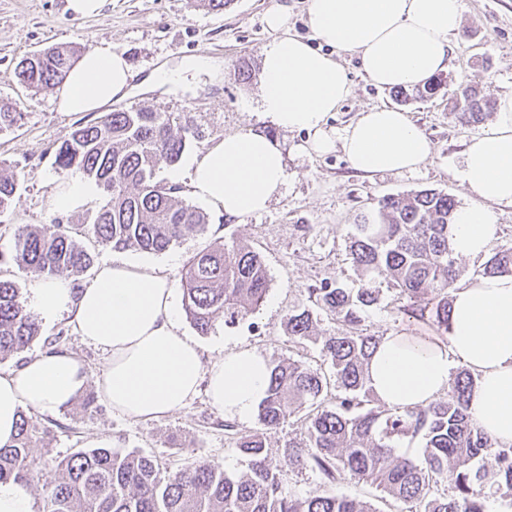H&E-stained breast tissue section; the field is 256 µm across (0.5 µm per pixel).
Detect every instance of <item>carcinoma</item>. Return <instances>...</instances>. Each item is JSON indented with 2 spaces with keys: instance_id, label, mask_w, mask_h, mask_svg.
Instances as JSON below:
<instances>
[{
  "instance_id": "obj_1",
  "label": "carcinoma",
  "mask_w": 512,
  "mask_h": 512,
  "mask_svg": "<svg viewBox=\"0 0 512 512\" xmlns=\"http://www.w3.org/2000/svg\"><path fill=\"white\" fill-rule=\"evenodd\" d=\"M79 56L76 46L51 47L19 61L13 76L38 90L53 88ZM488 108L470 89L455 105V118L478 123ZM22 120L18 110L0 107V131ZM188 141L173 113L148 108L102 112L97 121L73 129L55 153V168L83 173L105 197L81 233L102 247L155 253L188 233L206 234L209 215L158 178L162 165L181 158ZM18 182V173L0 160V215L14 206ZM456 211L450 195L422 190L386 195L374 216H361L349 242L357 279L349 287L312 290L319 309L335 316L341 328L317 336L318 317L306 309L286 321L291 342L320 345L330 373L282 358L271 364L267 395L258 406L261 428L239 434L224 422L235 447L249 458L245 472L228 476L205 459L162 471L139 450L122 454L103 447L74 452L47 472L30 455L38 420L23 414L13 444L0 447V482H43L42 512H378L333 491L338 478L350 475L407 504L408 512H486L487 490L512 491V446L495 451L494 469L473 467L493 444L467 414L474 384L470 371L450 378L444 400L426 407H381L367 374L379 337L359 330L364 311L380 303L385 284L396 294L398 313L448 331L450 292L462 276L450 241ZM73 230L57 218L19 226L11 256L0 252V262L9 258L37 279L75 281L92 267L93 255L76 242ZM502 273H512V246L495 251L480 271ZM180 285L187 318L207 335L220 315L227 324L249 319L270 279L256 251L220 240L189 257ZM40 335V320L17 285L0 278V362L23 353ZM302 409L305 439L284 443L288 461L319 471L327 482L305 497L286 490L288 473L272 465L266 451L268 434ZM419 435L425 440L419 460L397 453L401 443ZM445 483L452 494L440 491Z\"/></svg>"
}]
</instances>
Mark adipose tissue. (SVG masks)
<instances>
[{
    "label": "adipose tissue",
    "instance_id": "adipose-tissue-1",
    "mask_svg": "<svg viewBox=\"0 0 512 512\" xmlns=\"http://www.w3.org/2000/svg\"><path fill=\"white\" fill-rule=\"evenodd\" d=\"M266 23L272 36L260 51L257 104L272 125L306 132V149L318 154L342 147L352 167L367 175L411 171L428 161L432 142L393 107L366 109L334 135L328 119L352 87L331 51L352 53L378 87L424 84L448 69L462 26L460 0H310L311 43L290 33L286 9L270 10ZM133 78L120 53L91 47L56 86V109L105 111L128 96ZM187 176L191 195L232 218L266 210L287 181L280 144L250 128L192 156ZM457 177L472 203L455 215L452 247L455 255L476 259L497 239V206L512 207V94L499 98L493 122L467 146ZM174 294L163 271L112 260L78 286L63 277L40 281L32 303L42 317L66 315L84 342L107 353L97 383L125 418H161L186 406L202 386L221 413L248 418L266 395L267 358L245 349L205 364L199 345L179 331ZM457 366L476 379L468 401L473 425L497 445L512 446V273L479 276L454 290L445 341L384 335L369 375L387 406L424 407L447 390ZM88 379L85 365L67 350L0 371V447L12 443L22 411H59Z\"/></svg>",
    "mask_w": 512,
    "mask_h": 512
}]
</instances>
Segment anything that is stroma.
Instances as JSON below:
<instances>
[{"mask_svg": "<svg viewBox=\"0 0 512 512\" xmlns=\"http://www.w3.org/2000/svg\"><path fill=\"white\" fill-rule=\"evenodd\" d=\"M308 5L309 0H233L226 10L216 12L200 0H108L100 15L76 18L66 11V0H0V105L16 106L24 114L20 127L0 132V160L10 162L20 175L17 204L0 217V250L9 251L14 227L41 224L53 215L49 200L64 179L54 166L55 151L73 127L97 119L92 112L55 111L52 91H37L16 81V64L51 46L108 45L127 58L138 80L128 97L113 102V109L149 107L175 113L189 132L186 157L224 134L248 127L261 130L281 144L288 181L266 211L240 219L210 211L207 234L187 235L161 253L111 250L90 240L85 248L95 263L133 260L165 270L175 282L188 258L214 240L256 250L265 261L270 288L254 315L234 325L217 323L205 336L184 318L181 332L196 339L208 364L225 351L249 348L271 362L289 356L320 367L318 346L289 342L284 323L289 313L312 308L311 289L336 282L348 286L355 280L347 246L358 216L373 214L381 196L424 189L448 193L458 207L469 205V196L452 172L460 166L467 144L492 118L487 115L482 122L463 124L455 119L453 106L467 87L492 102L512 94V0H462L463 22L447 83L428 99L397 103L393 90L378 89L367 81L355 57L337 53L348 71L352 93L332 114L330 126L340 132L364 109L398 104L434 145L432 156L417 171L373 176L355 171L342 150L323 155L304 151L305 133L277 129L248 103L259 82L261 48L270 38L267 11L287 7L291 32L307 40L311 37ZM199 55L220 62L222 77L183 71L179 86L147 84L159 64L180 68L185 59ZM383 299V304L364 314L365 333L436 335L430 324L397 314L390 305L391 292H384ZM56 349L73 352L91 379L69 406L39 415L38 439L31 450L37 462L50 464L81 448L107 446L122 454L142 451L163 469L209 459L230 475L246 470L247 459L224 431V414L211 406L205 393L168 416L133 422L112 411L94 380L105 365V354L83 342L64 319H42L41 334L26 356ZM289 439H303L294 418L270 434V462L287 471L292 494L304 497L321 491L323 481L317 471L290 466L283 450Z\"/></svg>", "mask_w": 512, "mask_h": 512, "instance_id": "obj_1", "label": "stroma"}]
</instances>
